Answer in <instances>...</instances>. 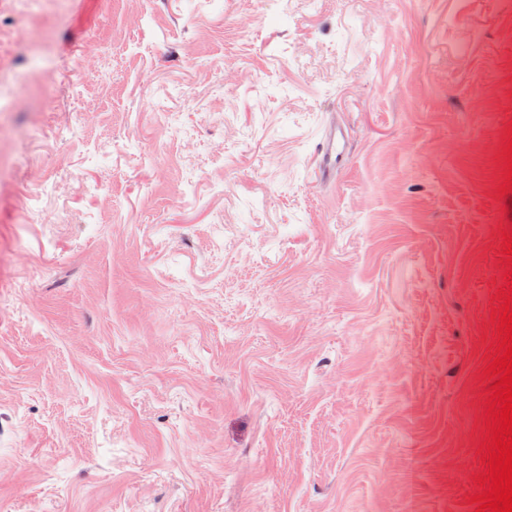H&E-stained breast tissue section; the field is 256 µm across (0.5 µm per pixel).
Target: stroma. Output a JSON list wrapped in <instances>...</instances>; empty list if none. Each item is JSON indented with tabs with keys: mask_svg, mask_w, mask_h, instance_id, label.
<instances>
[{
	"mask_svg": "<svg viewBox=\"0 0 512 512\" xmlns=\"http://www.w3.org/2000/svg\"><path fill=\"white\" fill-rule=\"evenodd\" d=\"M511 123L512 0H0V512H474ZM347 135L343 127L329 125L316 145V165L314 174L317 178H328L336 169L342 167L347 158Z\"/></svg>",
	"mask_w": 512,
	"mask_h": 512,
	"instance_id": "obj_1",
	"label": "stroma"
}]
</instances>
